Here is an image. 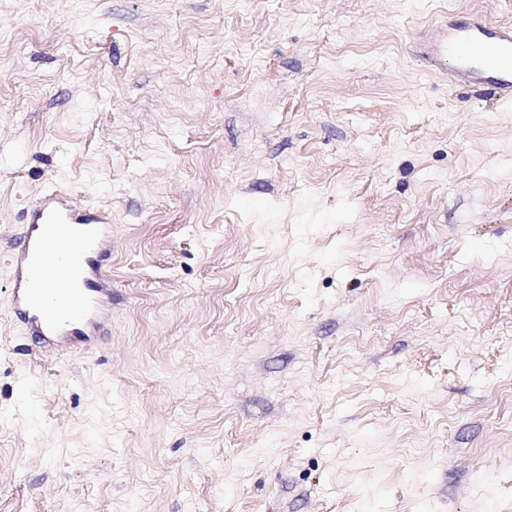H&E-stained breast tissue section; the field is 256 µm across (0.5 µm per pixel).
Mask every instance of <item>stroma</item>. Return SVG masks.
Segmentation results:
<instances>
[{"label": "stroma", "mask_w": 512, "mask_h": 512, "mask_svg": "<svg viewBox=\"0 0 512 512\" xmlns=\"http://www.w3.org/2000/svg\"><path fill=\"white\" fill-rule=\"evenodd\" d=\"M512 0H0V512H512ZM112 315L9 303L46 191ZM426 48L431 61L452 77L489 87L497 101L512 102V27L449 25L435 33ZM450 60L453 65L448 67ZM71 223L87 224L93 227L96 249L104 254L112 246V225L107 216L99 210H79L71 206L64 191L52 190L34 207L29 215L25 230L21 236L17 263L12 273L11 304L20 311L27 325L42 335V327L46 325L54 329V334L65 336L78 330L64 328L67 310L75 305H82L90 310L85 322V330L95 329L100 322L98 316L101 307L112 299V280L103 273L101 267L95 268L90 259H85L86 268L82 269L80 263L72 266L69 280L63 284L58 283L54 271L49 267L51 246L45 235L50 224ZM40 273L47 288L54 294L51 309L38 314L30 315L28 310V273ZM85 275L84 281L89 293L74 288V283Z\"/></svg>", "instance_id": "stroma-1"}]
</instances>
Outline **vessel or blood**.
Instances as JSON below:
<instances>
[{"mask_svg": "<svg viewBox=\"0 0 512 512\" xmlns=\"http://www.w3.org/2000/svg\"><path fill=\"white\" fill-rule=\"evenodd\" d=\"M427 54L452 77L489 87L497 101L512 102V27L480 22L466 28L451 25L430 38ZM60 223L92 226L101 254L112 246V226L98 210L73 208L60 190L48 192L29 215L12 273L11 303L35 332L49 326L63 336L67 312L76 305L90 311L86 328L98 326L100 309L112 297V281L90 263L74 266L70 281L58 282L48 265L51 246L46 234L51 225Z\"/></svg>", "mask_w": 512, "mask_h": 512, "instance_id": "obj_1", "label": "vessel or blood"}]
</instances>
